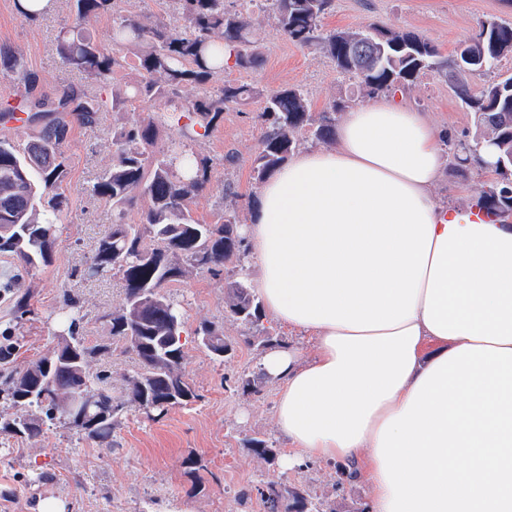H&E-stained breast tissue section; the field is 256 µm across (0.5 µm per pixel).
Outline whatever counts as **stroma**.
I'll use <instances>...</instances> for the list:
<instances>
[{
	"mask_svg": "<svg viewBox=\"0 0 512 512\" xmlns=\"http://www.w3.org/2000/svg\"><path fill=\"white\" fill-rule=\"evenodd\" d=\"M489 18L512 21V0H334L323 26L355 29L374 23L412 30L448 57ZM253 20L260 32L262 64L248 70L225 69V82L267 90L297 86L307 93L316 112L335 100L348 107L366 101L359 81L340 75L321 50L288 41L275 30L267 13L254 12ZM71 23L69 0H55L53 9L38 19L21 15L14 0H0V46H11L23 55L38 77V93L48 98L62 87L86 83L84 75L64 65L56 51L59 36ZM401 95L407 106L429 113L445 135L450 161L433 188L434 196L461 208L476 204L481 185L493 179V172L473 163L460 166L453 159L479 134L474 113L437 72L422 75ZM262 107V100L255 99L226 112L223 124L196 146L199 154L212 160L216 180L234 182L244 220L258 190L251 165L259 139L256 115ZM114 121L113 113H100L94 126L74 127L64 147L69 157L65 185L69 209L53 265L21 276L12 260L0 256V286L8 281L27 288L38 310L37 319L23 328L19 355L0 361V370L38 359L56 346L54 313L66 289L81 306V332L86 340L93 344L110 336L101 315L122 306L121 282L115 275L86 279L78 270L112 228L111 206L93 199L88 190L112 164ZM237 271L230 263L222 276L197 272L169 289L184 314L186 332H193L200 322L212 321L223 327L235 345L234 352L219 363L195 342H187L186 374L200 401L174 407L155 420L138 408H127L116 430L117 447L109 455L77 440L61 425L44 437L14 443L9 455L0 454V512H37L39 501L48 496L64 502L66 512H162L175 502L187 504L191 512H265L253 490L272 479L303 487L313 498L328 502L368 500L369 485L340 483L333 464L312 460L287 470L261 461L248 449V440L258 437L284 454L288 442L276 425L277 383L265 381L257 393L242 390L239 384L241 378L259 370L263 353L245 344V327L224 311V289ZM191 455L202 463L193 474L184 466ZM244 492L249 495L245 502L240 499Z\"/></svg>",
	"mask_w": 512,
	"mask_h": 512,
	"instance_id": "obj_1",
	"label": "stroma"
}]
</instances>
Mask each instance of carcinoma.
<instances>
[{"mask_svg":"<svg viewBox=\"0 0 512 512\" xmlns=\"http://www.w3.org/2000/svg\"><path fill=\"white\" fill-rule=\"evenodd\" d=\"M72 29L57 43L62 62L87 79L83 87L67 86L50 100L36 94L37 78L16 52L0 48V76L23 85L19 103L0 105V119L15 113L47 116L39 136L24 147L0 137V254L10 257L27 273L53 262L59 224L68 207L63 183L67 176L64 145L74 126H92L109 107L124 114L112 129V165L92 185L90 196L112 207V230L99 240L81 275L120 277L125 291L121 308L100 319L110 326V340L90 344L80 334L83 316L75 297L64 292L55 318L63 326L56 347L19 371L0 375V397L12 413L0 414V435L33 439L49 427L63 423L77 439L112 451V438L124 411L136 406L152 416L164 415L172 406L198 401L186 377L184 317L167 288L194 270L214 276L226 264L243 263V238L238 232L235 208L224 209L212 224L192 215L190 203L212 184L213 162L198 154L196 143L210 136L223 122L224 113L261 97L258 151L252 179L258 185L288 161L307 131L329 143L336 135V113L344 108L332 103L314 116L307 94L284 86L265 91L248 84L224 82L223 48L233 50V64L254 69L261 63L258 41L250 20L251 0H169L181 20L145 24L119 11V0H71ZM333 0H265L274 27L303 48H318L336 70L359 80L375 95L413 84L426 71L444 73L458 98L477 115L486 139L498 151L496 174L501 179L480 191L483 206L494 215L512 216V77L489 80L474 90L466 76L491 74L502 58L512 54V24L483 21L473 38L451 58L419 33L371 24L358 29L326 31L321 21ZM103 14L112 15V47L84 34V25ZM368 50L358 56L353 46ZM132 59L137 77L112 88L111 104L98 90L112 83V75ZM193 84L199 94L181 95ZM175 135L157 146L160 126ZM139 211L135 224L130 212ZM230 317L252 329L262 321V305L246 277L228 282L224 296ZM16 327L35 314L31 295L18 291L13 301ZM194 342L211 359L224 361L233 350L224 330L211 321L193 331ZM120 341L134 355L136 370L125 377L123 394L112 392L111 375L96 363ZM251 451L268 464L278 451L260 438L250 440ZM266 512H337L334 505L314 502L301 487L269 480L257 488Z\"/></svg>","mask_w":512,"mask_h":512,"instance_id":"cac0c4a2","label":"carcinoma"}]
</instances>
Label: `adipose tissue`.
Wrapping results in <instances>:
<instances>
[{"instance_id":"obj_1","label":"adipose tissue","mask_w":512,"mask_h":512,"mask_svg":"<svg viewBox=\"0 0 512 512\" xmlns=\"http://www.w3.org/2000/svg\"><path fill=\"white\" fill-rule=\"evenodd\" d=\"M440 138L399 97L354 105L242 229L265 311L315 348L261 361L283 465L360 461L367 512H512V222L435 199Z\"/></svg>"}]
</instances>
